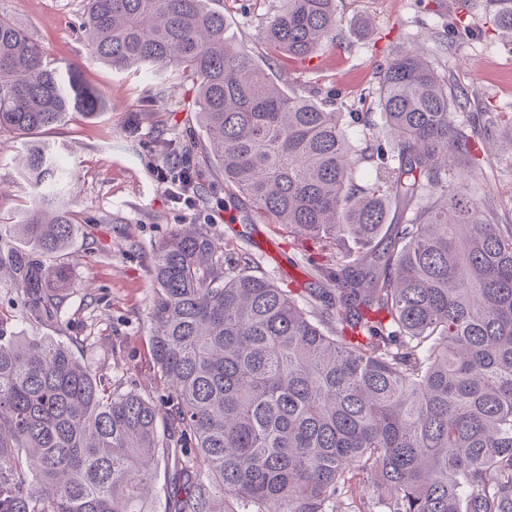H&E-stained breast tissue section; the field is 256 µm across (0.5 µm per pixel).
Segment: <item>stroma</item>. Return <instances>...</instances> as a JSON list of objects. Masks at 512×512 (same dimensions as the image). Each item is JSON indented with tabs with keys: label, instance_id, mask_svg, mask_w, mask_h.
Masks as SVG:
<instances>
[{
	"label": "stroma",
	"instance_id": "obj_1",
	"mask_svg": "<svg viewBox=\"0 0 512 512\" xmlns=\"http://www.w3.org/2000/svg\"><path fill=\"white\" fill-rule=\"evenodd\" d=\"M280 5L223 0L224 29L288 92L337 88L353 99L376 87L379 67L394 50L411 46L422 48L467 93L458 122L474 112L490 122L512 113V35L486 14L484 0H339L336 40L317 51L314 65L271 53L263 31ZM82 13L83 0H0L1 16L25 29L50 60L104 103L95 116L69 113L41 135L69 164L67 195L84 229L68 256L74 286L66 310L57 321L31 324L13 289L0 283V314L8 318L0 333L54 337L122 390L156 399L161 389L150 345L152 250L178 225L208 223L214 209L185 212L167 201L154 172L162 159L154 141L164 133L197 146L203 135L187 109L190 82L171 67L119 71L96 61L80 28ZM134 119L139 128L132 140ZM496 133L497 155L474 173L468 190L492 193L500 221L512 224V132L500 127ZM23 154L19 140L0 135V221L7 224L20 222L36 195L23 173ZM209 225L224 240L273 239L280 262L292 253L287 238L275 235L250 205ZM83 336L95 337L93 348L78 345Z\"/></svg>",
	"mask_w": 512,
	"mask_h": 512
}]
</instances>
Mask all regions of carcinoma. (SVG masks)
<instances>
[{"mask_svg":"<svg viewBox=\"0 0 512 512\" xmlns=\"http://www.w3.org/2000/svg\"><path fill=\"white\" fill-rule=\"evenodd\" d=\"M210 2L87 0L82 28L114 69L196 81L224 206L279 225L307 281L279 286L202 224L172 230L152 254L158 403L51 338L1 342L0 512H145L161 466L165 512H345L354 486L385 512H512V224L466 194L491 127L456 122L467 94L414 49L347 112L338 90L290 94ZM484 9L512 31V0ZM337 26V0H283L264 39L303 62ZM98 106L0 17V133L39 189L0 224V272L34 324L61 316L78 232L69 167L36 134Z\"/></svg>","mask_w":512,"mask_h":512,"instance_id":"carcinoma-1","label":"carcinoma"}]
</instances>
